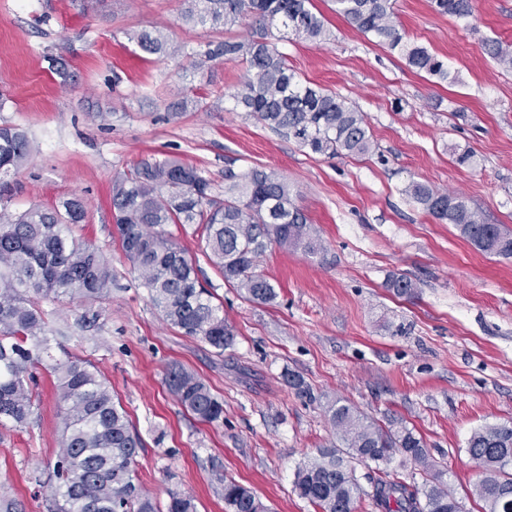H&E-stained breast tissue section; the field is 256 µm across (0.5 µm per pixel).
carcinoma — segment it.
<instances>
[{"label": "carcinoma", "instance_id": "cac0c4a2", "mask_svg": "<svg viewBox=\"0 0 512 512\" xmlns=\"http://www.w3.org/2000/svg\"><path fill=\"white\" fill-rule=\"evenodd\" d=\"M336 12L359 33L398 52L409 67L441 79L448 69L426 47L404 40L392 21V0H335ZM442 14L473 15V0H432ZM312 0H181L186 26L222 30L250 19L247 37L210 41L197 53L199 68L227 62L246 65L247 77L233 95L234 106L274 132L315 154L365 155L373 141L364 113L335 93L302 82L288 66L279 42L288 34L321 42L331 32L311 10ZM142 51L167 54L161 28L129 35ZM486 54L512 70V51L498 40L485 42ZM33 145L13 127H0V423L24 426L37 413L39 393L31 385L32 370L41 366L59 381L62 434L55 462L44 473L51 495L46 512H196L189 495L169 493L165 506L136 476L142 448L126 410L114 403L112 391L97 366L68 355L49 325L58 304L75 296L89 304L112 293V264L96 246L76 237L74 228L86 217L83 199L73 196L45 208L34 205L12 217L2 203L9 198L5 177L27 164ZM406 195L436 220L456 225L480 250L512 258V235L486 223L458 193L413 181ZM112 218L122 253L148 292L151 304L172 327L224 352L233 346L234 327L222 305L199 283V257H204L245 299L266 304L277 293L258 271L269 246L317 254L323 246L314 225L294 202V189L278 172L252 167L224 168V194L216 195L210 179L194 165L176 159L144 160L112 178ZM196 225L200 255H190L167 226ZM394 294L411 298L416 284L400 275L389 284ZM166 384L179 403L200 421L224 418V406L197 374L171 366ZM336 443L298 467L293 487L318 512H356L363 493L347 459L387 463L399 453L422 471V482L409 484L392 470H379L372 500L378 512H464L443 473L434 471L422 438L403 422L383 426L341 401L328 409ZM467 451L480 470L475 494L488 512H512V422L474 431ZM222 497L230 512H266L256 495L224 480Z\"/></svg>", "mask_w": 512, "mask_h": 512}]
</instances>
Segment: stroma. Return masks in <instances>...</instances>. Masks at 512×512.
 Listing matches in <instances>:
<instances>
[{"instance_id": "35a3bbf8", "label": "stroma", "mask_w": 512, "mask_h": 512, "mask_svg": "<svg viewBox=\"0 0 512 512\" xmlns=\"http://www.w3.org/2000/svg\"><path fill=\"white\" fill-rule=\"evenodd\" d=\"M332 38L288 39L280 49L301 80L363 112L374 146L363 156L327 158L280 137L232 95L246 69L204 71L194 51L219 35L179 19L180 0H0V125L26 131L32 161L9 175L10 212L81 195L76 233L112 262L109 301L94 327L85 307L59 305L53 328L68 353L89 358L127 411L143 450L137 474L159 501L192 495L197 512H226L216 474L252 490L269 512H315L293 491L297 466L334 441L335 400L386 423L402 420L423 439L466 512H486L473 493L480 477L467 452L471 433L512 422V258L478 249L404 193L410 181L462 193L488 223L512 233V71L484 51L490 38L512 47V0H476L468 19L433 11L430 0H393L408 40L442 57L441 81L416 71L313 0ZM167 28L158 57L127 40L129 30ZM64 57L67 77L53 64ZM200 106L174 112L183 99ZM474 165L458 164L464 151ZM176 158L224 191V166L267 167L294 186L296 204L324 245L321 253L270 246L260 268L278 297L256 304L210 266L202 283L222 302L235 344L216 353L166 324L139 288L111 221L115 173L140 160ZM417 285L406 299L388 283ZM197 373L224 405L223 420L199 421L169 392L165 371ZM299 375V396L284 373ZM41 403L26 428L0 426V496L45 512L34 477L55 459L60 438L57 378L33 372Z\"/></svg>"}]
</instances>
